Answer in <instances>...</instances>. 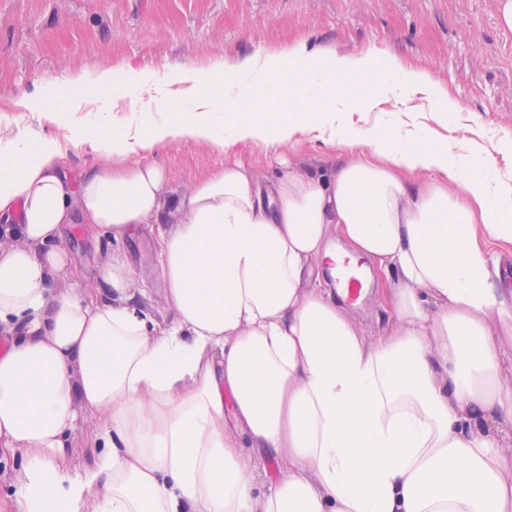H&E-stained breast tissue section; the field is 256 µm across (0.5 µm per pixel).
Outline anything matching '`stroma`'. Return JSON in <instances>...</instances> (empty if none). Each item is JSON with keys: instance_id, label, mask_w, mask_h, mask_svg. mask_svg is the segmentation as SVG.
<instances>
[{"instance_id": "35a3bbf8", "label": "stroma", "mask_w": 512, "mask_h": 512, "mask_svg": "<svg viewBox=\"0 0 512 512\" xmlns=\"http://www.w3.org/2000/svg\"><path fill=\"white\" fill-rule=\"evenodd\" d=\"M498 0H0V122L32 123L18 101L41 77L65 84L108 63H126L159 77L217 60L237 61L304 38L339 54L383 49L431 71L460 111L430 121L470 155L492 156L512 176V32L497 22ZM174 189L188 191L223 154L177 141L147 154ZM63 244L97 287L110 245L83 224L66 225ZM159 325L171 314L150 225L121 242Z\"/></svg>"}]
</instances>
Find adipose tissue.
Instances as JSON below:
<instances>
[{"mask_svg":"<svg viewBox=\"0 0 512 512\" xmlns=\"http://www.w3.org/2000/svg\"><path fill=\"white\" fill-rule=\"evenodd\" d=\"M119 74L116 122L87 88ZM352 74L379 93L344 90ZM418 97L460 109L427 70L304 40L163 78L38 80L25 111L90 119L0 133V461H20L0 512H512V181L409 121ZM178 140L229 161L176 193L142 156ZM306 140L335 156L267 187L233 159ZM79 145L95 162L74 184ZM76 217L115 243L158 225L168 327L120 252L94 294L57 288ZM345 258L378 272L376 335L322 285ZM96 419L78 465L72 435ZM93 162L91 156L86 154L81 148H73L69 152L66 161V173L72 183H76L84 171L85 167Z\"/></svg>","mask_w":512,"mask_h":512,"instance_id":"ef3b65f1","label":"adipose tissue"}]
</instances>
